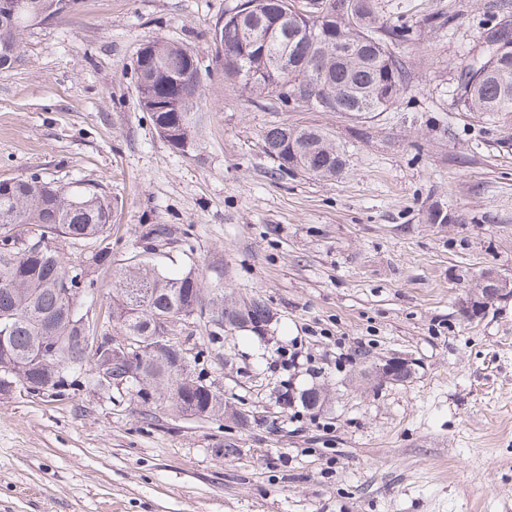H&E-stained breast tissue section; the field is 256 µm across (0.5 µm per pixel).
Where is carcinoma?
<instances>
[{"label": "carcinoma", "mask_w": 512, "mask_h": 512, "mask_svg": "<svg viewBox=\"0 0 512 512\" xmlns=\"http://www.w3.org/2000/svg\"><path fill=\"white\" fill-rule=\"evenodd\" d=\"M242 0L224 11L222 58L224 79L241 87L281 96L298 82L305 102L318 112L361 117L386 112L397 104L409 74L393 46L406 41L405 25L380 23L378 0H348L347 10L321 11L307 0ZM25 11L10 19L0 15V73L14 68L23 50L28 21L67 16L66 0H24ZM486 54L472 60L458 82V104L468 112H512V24L487 30ZM144 61L135 72L156 104L180 101L178 111L148 110L157 132L182 154L197 149L201 119L192 76L193 61L181 45L161 38L140 50ZM267 151L281 172L334 178L346 166L343 149L317 127L276 124L264 132ZM112 226V202L95 189L73 192L37 175L0 179V392L32 380L61 396L82 387L98 388L94 376L101 360L84 355L87 335L79 305L95 290L91 275L78 279L82 267L101 265L111 256L105 244ZM92 245L85 259L69 263L66 250ZM112 318L121 334L142 343L144 358L130 367L136 394L152 395L178 411L201 417L224 414V394L206 381L196 366L176 368L170 353H154L153 337L172 323L198 317L211 326L209 335L238 326V321L265 322L269 308L260 298L246 313L224 316V288H207L188 271L173 276L138 252L126 259L115 288ZM56 355L39 357L41 350Z\"/></svg>", "instance_id": "1"}]
</instances>
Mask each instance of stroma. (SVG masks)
Masks as SVG:
<instances>
[{
    "mask_svg": "<svg viewBox=\"0 0 512 512\" xmlns=\"http://www.w3.org/2000/svg\"><path fill=\"white\" fill-rule=\"evenodd\" d=\"M500 0H382L403 19L409 80L396 108L355 119L288 111L229 84L215 23L235 0H80L27 30L0 74V179L36 175L112 201L110 262L93 267L103 332L122 262L165 224L153 259L261 297L264 335L209 345L175 335L224 394L186 416L135 392L0 395V512H512V300L468 320L479 276L512 277V113L464 112L460 73ZM446 18L435 25L433 16ZM192 48L207 70L201 147L184 155L140 108L133 62L149 40ZM316 126L344 173H279L263 133ZM448 213L428 220L432 208ZM296 365L285 364L284 353ZM394 356L408 382H376ZM320 387L323 409L286 403Z\"/></svg>",
    "mask_w": 512,
    "mask_h": 512,
    "instance_id": "obj_1",
    "label": "stroma"
}]
</instances>
